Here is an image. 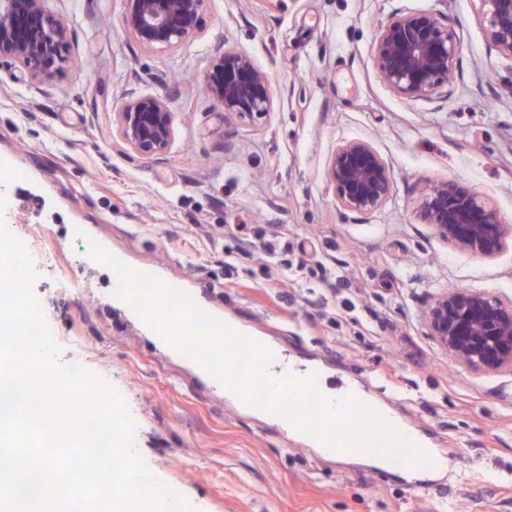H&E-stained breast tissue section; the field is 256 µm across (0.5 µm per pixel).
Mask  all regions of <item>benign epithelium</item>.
I'll return each mask as SVG.
<instances>
[{
  "instance_id": "7a95c632",
  "label": "benign epithelium",
  "mask_w": 512,
  "mask_h": 512,
  "mask_svg": "<svg viewBox=\"0 0 512 512\" xmlns=\"http://www.w3.org/2000/svg\"><path fill=\"white\" fill-rule=\"evenodd\" d=\"M46 0H0V60L10 59L34 79L52 74L70 30ZM123 26L147 49L173 48L202 27L207 0H123ZM490 48L512 60V0H477ZM460 44L451 27L429 13H395L382 24L374 57L383 82L396 94L426 98L441 93L459 62ZM204 90L228 116L254 120L271 107V77L251 59L225 51L204 78ZM174 113L158 96L128 101L118 112L120 134L136 153L153 157L169 148ZM329 179L342 208L368 215L394 189L388 164L367 141L336 148ZM417 211L446 242L484 258L512 243V224L477 195L445 181L423 192ZM428 334L452 359L473 371H512V301L474 289L435 296L424 312Z\"/></svg>"
}]
</instances>
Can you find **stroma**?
<instances>
[{
  "label": "stroma",
  "mask_w": 512,
  "mask_h": 512,
  "mask_svg": "<svg viewBox=\"0 0 512 512\" xmlns=\"http://www.w3.org/2000/svg\"><path fill=\"white\" fill-rule=\"evenodd\" d=\"M71 30L52 75L0 61V156L17 173L10 233L56 256L33 291L64 361L124 398L135 449L193 512H512V372H475L431 339L434 296L472 288L512 300V248L482 258L422 223L417 200L451 181L512 224V61L490 50L473 0H208L181 45L140 47L122 0H47ZM429 12L462 45L445 96L382 81L373 46L396 13ZM270 74L272 106L225 118L202 77L224 50ZM175 115L169 149L120 137L129 100ZM372 144L395 187L375 212L344 210L328 180L338 145ZM84 238H77L74 226ZM130 268L156 266L201 307L268 337L287 362L322 369L392 405L445 462L409 473L327 457L245 410L162 347L113 294L89 240ZM305 267L296 280L269 251Z\"/></svg>",
  "instance_id": "stroma-1"
}]
</instances>
